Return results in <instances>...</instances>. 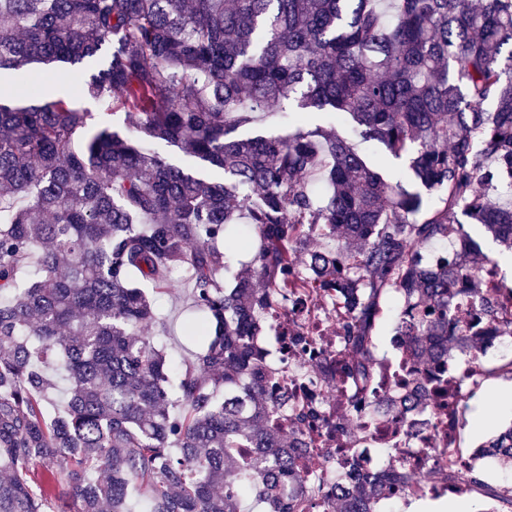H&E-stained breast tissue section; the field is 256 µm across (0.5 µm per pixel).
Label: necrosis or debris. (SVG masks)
<instances>
[{
	"instance_id": "1",
	"label": "necrosis or debris",
	"mask_w": 512,
	"mask_h": 512,
	"mask_svg": "<svg viewBox=\"0 0 512 512\" xmlns=\"http://www.w3.org/2000/svg\"><path fill=\"white\" fill-rule=\"evenodd\" d=\"M335 318V296L324 297L313 290L300 305L274 308L268 316L267 335L256 341L275 382L288 385L295 398L312 405L320 419L319 424L297 432L300 441L309 442L320 465L315 469L300 465L298 481L290 490L294 512H314L312 490L335 483L340 468L353 479L403 476L405 489L399 496L403 502L470 497L475 486L466 475L483 467L485 459L464 440L459 415L495 370L512 371V354L492 368L488 360L493 349L472 352L453 397L441 409L432 402L421 405L412 400L411 386L385 385L368 398V408L375 415L373 425L338 441L325 436L321 425L336 415V377L330 370L314 378L308 375L320 350L336 345Z\"/></svg>"
}]
</instances>
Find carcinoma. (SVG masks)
<instances>
[{
	"label": "carcinoma",
	"instance_id": "cac0c4a2",
	"mask_svg": "<svg viewBox=\"0 0 512 512\" xmlns=\"http://www.w3.org/2000/svg\"><path fill=\"white\" fill-rule=\"evenodd\" d=\"M0 0V512H50L64 482L74 512H240L251 490L291 512L307 447L273 422L281 393L257 336L267 310L310 286L336 292V437L364 425L354 379L379 381L383 298L393 332L426 366L419 402L443 391L450 349L512 336L496 324L465 224L512 252V0ZM96 65L87 95L135 133L88 132L91 113L22 94L38 66ZM295 102L294 130L252 134ZM406 157L434 199L399 191L334 127ZM174 146L215 181L154 148ZM329 192L314 199L311 180ZM251 265L229 261L241 220ZM460 241L448 255V241ZM36 260L24 289L17 275ZM185 268L209 325L171 381L143 330L140 283ZM512 459V429L488 435ZM41 468L35 477L34 467ZM358 478L322 512H375L399 494ZM391 302L384 307L382 321L378 328L376 354L378 359H390L393 357L392 347L389 341V336L392 334V329L397 317V303L399 296L396 293H391Z\"/></svg>",
	"mask_w": 512,
	"mask_h": 512
}]
</instances>
